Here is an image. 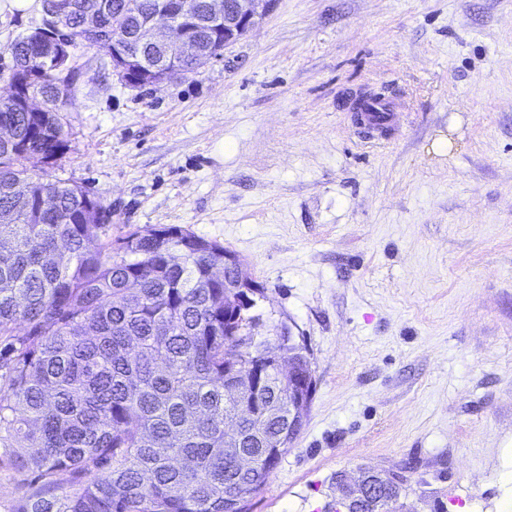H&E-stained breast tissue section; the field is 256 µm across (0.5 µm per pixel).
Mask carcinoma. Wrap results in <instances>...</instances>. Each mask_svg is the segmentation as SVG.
Returning a JSON list of instances; mask_svg holds the SVG:
<instances>
[{
    "label": "carcinoma",
    "mask_w": 512,
    "mask_h": 512,
    "mask_svg": "<svg viewBox=\"0 0 512 512\" xmlns=\"http://www.w3.org/2000/svg\"><path fill=\"white\" fill-rule=\"evenodd\" d=\"M153 2L73 0L61 26L85 53L99 46L84 22L116 14L119 36L156 61L163 51L139 39ZM190 9L195 73L218 17L210 0ZM10 50L20 71L45 66L22 36ZM32 91L46 111L0 104L16 132L0 140V446L24 474L13 512H249L299 431L288 434V382L254 374L241 337L224 334V246L195 249L177 225L100 237L111 210L86 223L87 191L50 179L67 148L54 78ZM45 193L56 211L41 215Z\"/></svg>",
    "instance_id": "obj_1"
}]
</instances>
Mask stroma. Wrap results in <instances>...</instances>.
<instances>
[{
	"mask_svg": "<svg viewBox=\"0 0 512 512\" xmlns=\"http://www.w3.org/2000/svg\"><path fill=\"white\" fill-rule=\"evenodd\" d=\"M41 18L0 20V95ZM82 62L52 177L110 236L175 224L237 254L248 334L289 327L316 380L251 512H327L364 470L405 472L411 512H512V0H275L156 86ZM370 93L397 105L378 145L350 121Z\"/></svg>",
	"mask_w": 512,
	"mask_h": 512,
	"instance_id": "1",
	"label": "stroma"
}]
</instances>
